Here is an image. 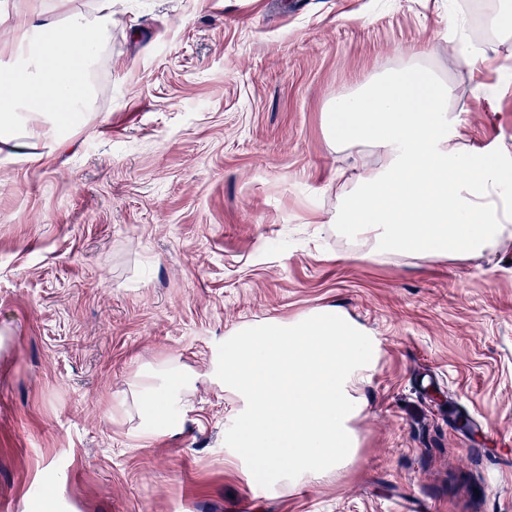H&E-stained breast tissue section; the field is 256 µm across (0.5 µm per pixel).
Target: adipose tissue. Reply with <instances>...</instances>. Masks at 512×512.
<instances>
[{"label": "adipose tissue", "mask_w": 512, "mask_h": 512, "mask_svg": "<svg viewBox=\"0 0 512 512\" xmlns=\"http://www.w3.org/2000/svg\"><path fill=\"white\" fill-rule=\"evenodd\" d=\"M65 21L30 0L0 57V142L54 141L83 124L94 97L92 70L112 25V0ZM94 28V40L78 35ZM452 88L433 72H387L333 101L325 114L337 146L367 145L380 168L359 173L338 199V219L378 251L469 257L512 228V155L466 148L448 111ZM380 358L377 339L337 307L290 322L270 319L224 340V391L240 403L230 453L268 492L321 481L347 469L359 447L353 422ZM136 383L144 426L169 429L170 405L188 388L181 369Z\"/></svg>", "instance_id": "1"}]
</instances>
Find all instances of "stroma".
<instances>
[{"instance_id":"35a3bbf8","label":"stroma","mask_w":512,"mask_h":512,"mask_svg":"<svg viewBox=\"0 0 512 512\" xmlns=\"http://www.w3.org/2000/svg\"><path fill=\"white\" fill-rule=\"evenodd\" d=\"M471 3L115 0L88 123L0 143V506L512 512V230L471 258L372 254L336 198L380 157L325 128L336 95L418 65L467 148L512 152V34L473 67L448 52ZM323 306L381 344L359 457L271 495L227 460L224 338ZM167 365L197 383L150 432L132 383Z\"/></svg>"}]
</instances>
